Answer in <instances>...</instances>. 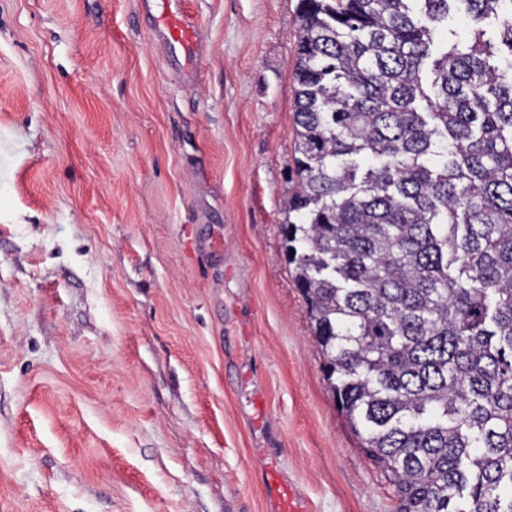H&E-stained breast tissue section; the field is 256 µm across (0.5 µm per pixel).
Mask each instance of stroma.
Wrapping results in <instances>:
<instances>
[{
  "mask_svg": "<svg viewBox=\"0 0 512 512\" xmlns=\"http://www.w3.org/2000/svg\"><path fill=\"white\" fill-rule=\"evenodd\" d=\"M0 0V512H395L281 247L299 0ZM143 9L150 13L158 35L178 42L188 50V64L192 62L194 49L193 23L183 14L173 9L178 0H141ZM278 480L276 478H272L268 480V486H266L267 496L270 497L273 505L274 512H302V509H299L295 505L296 494L293 490L288 487V489L281 486V484L275 485V482Z\"/></svg>",
  "mask_w": 512,
  "mask_h": 512,
  "instance_id": "1",
  "label": "stroma"
}]
</instances>
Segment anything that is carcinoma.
Masks as SVG:
<instances>
[{
  "instance_id": "carcinoma-1",
  "label": "carcinoma",
  "mask_w": 512,
  "mask_h": 512,
  "mask_svg": "<svg viewBox=\"0 0 512 512\" xmlns=\"http://www.w3.org/2000/svg\"><path fill=\"white\" fill-rule=\"evenodd\" d=\"M294 81L282 247L333 397L396 512H512V0H300Z\"/></svg>"
}]
</instances>
